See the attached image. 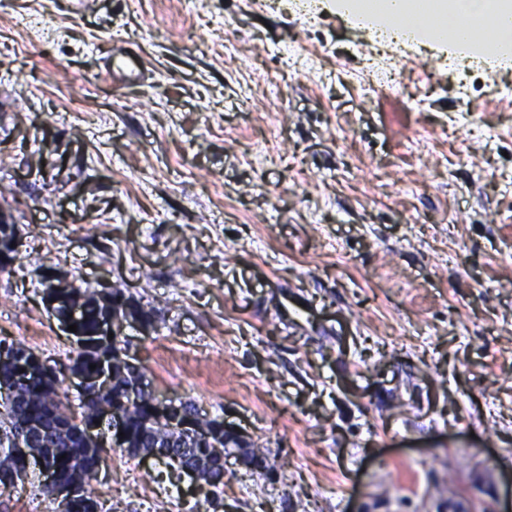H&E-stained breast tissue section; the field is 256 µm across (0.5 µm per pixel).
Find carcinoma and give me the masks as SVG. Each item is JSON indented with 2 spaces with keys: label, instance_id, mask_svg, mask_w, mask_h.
Listing matches in <instances>:
<instances>
[{
  "label": "carcinoma",
  "instance_id": "carcinoma-1",
  "mask_svg": "<svg viewBox=\"0 0 512 512\" xmlns=\"http://www.w3.org/2000/svg\"><path fill=\"white\" fill-rule=\"evenodd\" d=\"M83 298L80 328L85 344L67 365L44 368L45 379L33 381L22 371L33 351L19 341L0 339V350L13 355L14 361H0V390L11 395L0 405V487L13 488L28 480L29 471L12 455L10 442L21 429L30 426L34 448L44 462L54 468L59 480L73 488V512H102L99 502L88 492L87 483L99 468L100 448L85 435V425L97 417L103 405L119 411L127 428L128 457L150 452L172 451L180 454L187 465H201L209 495L217 499L224 485V429L221 421H209L211 437L201 442L169 428L153 413L154 396L140 387L144 374L137 367L123 363L120 342L98 335L100 324L112 318V310L95 305L94 294L77 288ZM113 362V382L105 390L89 388L81 397L79 411H73L61 399L59 389L64 371L92 374V365Z\"/></svg>",
  "mask_w": 512,
  "mask_h": 512
}]
</instances>
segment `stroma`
Instances as JSON below:
<instances>
[{
    "mask_svg": "<svg viewBox=\"0 0 512 512\" xmlns=\"http://www.w3.org/2000/svg\"><path fill=\"white\" fill-rule=\"evenodd\" d=\"M370 44L336 0H0V338L68 362L45 273L109 281L155 394L265 462L212 505L108 446L111 512H512V64L424 41L367 96ZM0 512L58 503L35 472Z\"/></svg>",
    "mask_w": 512,
    "mask_h": 512,
    "instance_id": "1",
    "label": "stroma"
}]
</instances>
